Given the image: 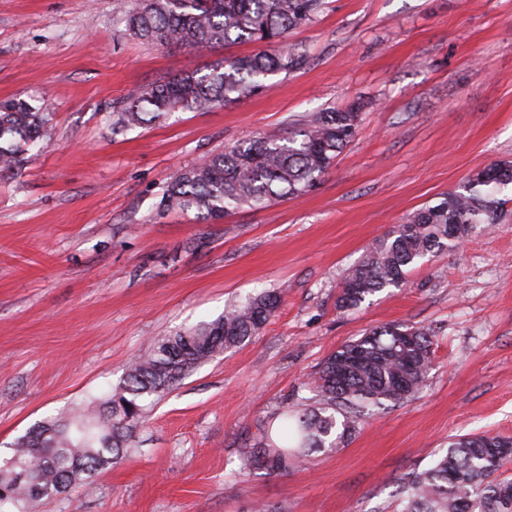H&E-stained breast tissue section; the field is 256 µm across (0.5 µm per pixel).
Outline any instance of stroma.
<instances>
[{"mask_svg": "<svg viewBox=\"0 0 512 512\" xmlns=\"http://www.w3.org/2000/svg\"><path fill=\"white\" fill-rule=\"evenodd\" d=\"M127 6L0 0V102L38 105L54 127L0 175V451L117 385L157 340L263 290L282 302L150 406L119 464L31 512H396L403 480L449 438L512 437V203L401 287L336 305L348 271L409 214L512 161V0H325L288 34L301 69L243 102L116 133L129 90L262 49L143 43L114 23ZM328 108L360 123L315 190L218 224L160 210L181 168ZM386 324L433 337L419 393L339 448L235 475L272 414L313 397L323 360Z\"/></svg>", "mask_w": 512, "mask_h": 512, "instance_id": "35a3bbf8", "label": "stroma"}]
</instances>
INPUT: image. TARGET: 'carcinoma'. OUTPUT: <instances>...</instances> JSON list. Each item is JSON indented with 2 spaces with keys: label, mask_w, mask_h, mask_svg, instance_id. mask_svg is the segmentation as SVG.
<instances>
[{
  "label": "carcinoma",
  "mask_w": 512,
  "mask_h": 512,
  "mask_svg": "<svg viewBox=\"0 0 512 512\" xmlns=\"http://www.w3.org/2000/svg\"><path fill=\"white\" fill-rule=\"evenodd\" d=\"M322 0H130L118 19L125 34L166 47L208 50L236 41L276 46L272 52L183 71L130 92L113 126L155 124L174 112H209L269 88L278 73L301 68L306 56L285 43L288 32L313 21ZM359 113L314 112L300 127L247 139L180 170L162 193L164 211L192 213L207 224L233 210L259 209L302 195L330 170L353 141ZM50 136L48 119L25 100L0 103V174L17 169L23 154ZM512 161L473 174L467 186L412 213L376 242L345 278L337 298L343 311L399 286L424 258L455 248L482 224L497 223L512 201ZM279 296L262 293L224 315L162 338L131 359L112 392L71 413L47 418L0 455V512H28L35 499L68 494L98 471L119 463L143 424L151 401L186 373L245 344L275 316ZM433 340L417 325H384L329 355L316 373L314 404L276 413L239 470L261 464L278 471L307 460L317 448H337L361 422L414 397L433 364ZM343 421H337L336 415ZM512 462V439L489 434L455 437L432 465L400 487V512H512V480L495 473Z\"/></svg>",
  "instance_id": "cac0c4a2"
}]
</instances>
